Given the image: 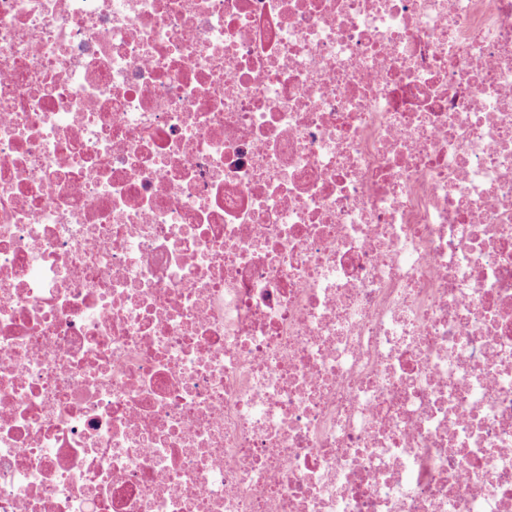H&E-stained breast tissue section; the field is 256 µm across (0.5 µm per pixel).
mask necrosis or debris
Returning <instances> with one entry per match:
<instances>
[{
	"instance_id": "obj_1",
	"label": "necrosis or debris",
	"mask_w": 512,
	"mask_h": 512,
	"mask_svg": "<svg viewBox=\"0 0 512 512\" xmlns=\"http://www.w3.org/2000/svg\"><path fill=\"white\" fill-rule=\"evenodd\" d=\"M0 512H512V0H0Z\"/></svg>"
}]
</instances>
